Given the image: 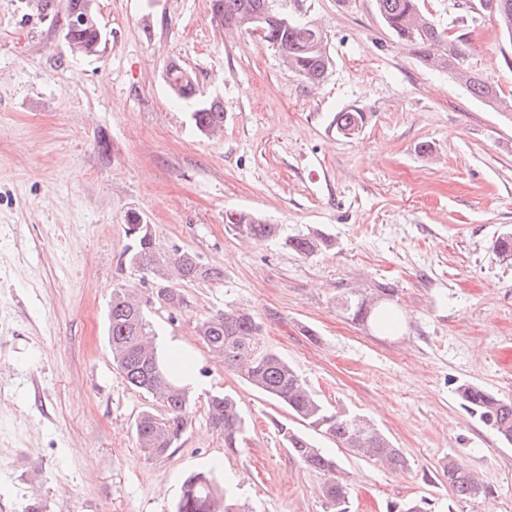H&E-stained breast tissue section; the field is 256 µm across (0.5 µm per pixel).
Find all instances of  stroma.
<instances>
[{"label": "stroma", "mask_w": 512, "mask_h": 512, "mask_svg": "<svg viewBox=\"0 0 512 512\" xmlns=\"http://www.w3.org/2000/svg\"><path fill=\"white\" fill-rule=\"evenodd\" d=\"M109 41L72 55L60 20L26 19L0 0V512H173L183 480L211 471L251 512H330L321 473L292 456L287 410L242 381L195 335L196 323L248 305L277 351L328 406L372 419L407 457L393 470L311 439L336 460L351 512L429 500L432 512H512V446L459 404L463 382L512 399V260L492 242L512 229V111L488 109L424 65L385 27L375 0H276L314 21L333 63L312 88L257 36L228 39L211 0H98ZM451 35L481 44L466 66L512 98V42L469 0H421ZM224 105V134L194 129L170 95L168 62ZM366 112L362 132L332 120ZM430 154L418 151L420 143ZM249 210L281 236L247 240L224 214ZM160 250L193 252L221 280L181 284L122 265L126 215ZM329 245L301 257L284 237ZM389 283L395 330L352 322L338 296ZM147 303L157 337L184 343L197 384L176 448L152 457L134 423L151 404L122 380L107 344L117 285ZM235 396L237 451L206 416ZM460 460L487 492L457 498L443 475ZM367 116L365 112L359 109H350L344 112H338L333 120L336 133L343 138H352L356 136L365 127ZM342 131H348L350 136H346Z\"/></svg>", "instance_id": "obj_1"}]
</instances>
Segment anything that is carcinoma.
<instances>
[{
    "label": "carcinoma",
    "instance_id": "carcinoma-1",
    "mask_svg": "<svg viewBox=\"0 0 512 512\" xmlns=\"http://www.w3.org/2000/svg\"><path fill=\"white\" fill-rule=\"evenodd\" d=\"M35 15L42 20L58 13L67 16L80 3L90 0H33ZM386 27L424 63L450 71L471 95L496 111L512 109V101L498 89L464 65L466 50L461 39H450L420 8L419 0H376ZM264 18L263 39L280 55L283 63L307 84L325 80L331 58L318 26H289L286 17L275 12L271 0H212V19L223 27L250 33L251 16ZM68 44L81 55L99 52L104 32L99 13L85 17L67 30ZM165 81L174 98L186 105L196 130L215 135L224 128V106L200 96L193 77L179 64L172 63ZM366 113L350 109L336 114L333 123L338 135L347 131L356 136L365 127ZM225 223L239 236L255 241L268 240L280 233L277 224H267L254 213L237 210L225 214ZM124 265L143 276L170 277L181 283H199L220 279L221 272L204 265L186 250L159 252L152 225L137 212L126 218ZM285 244L300 256H310L328 246V239L317 234L292 236ZM493 251L512 259V231H504L492 242ZM395 290L380 288L375 295L350 292L340 298L341 309L358 323L378 325L385 308L382 302L393 300ZM108 345L112 362L127 386L151 396L162 413L143 411L134 425L138 447L156 457L166 455L181 440L192 410L189 388L181 385L160 360L154 333L147 320L143 302L129 288H115L109 303ZM196 335L224 365L253 388L265 393L288 409L307 427L333 438L336 444L388 468L403 466L406 459L386 434L369 418L345 409H330L304 383L296 371L278 353L269 348L261 323L251 310L235 306L199 321ZM455 393L460 404L482 424L493 430L501 442L512 445V400L501 398L477 385L464 382ZM207 418L213 428L224 434V447H239L245 421L236 399L216 392L206 402ZM286 448L306 467L326 476L322 487L332 512H350V492L336 476V461L318 448L305 434L277 424ZM448 486L462 499L484 492L483 485L459 461L450 459L442 465ZM175 512H241L227 503L215 478L193 473L183 484ZM387 512H429L424 500L392 502Z\"/></svg>",
    "mask_w": 512,
    "mask_h": 512
}]
</instances>
